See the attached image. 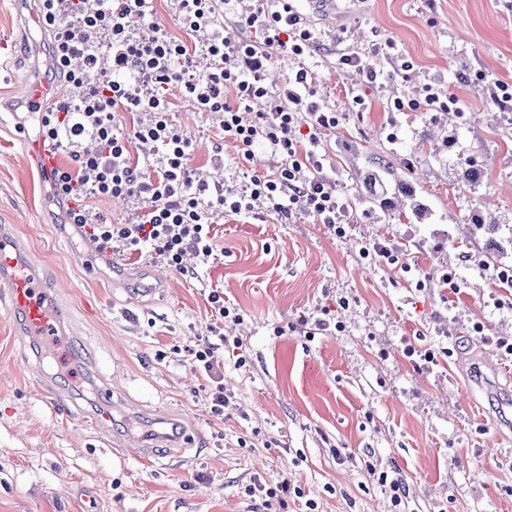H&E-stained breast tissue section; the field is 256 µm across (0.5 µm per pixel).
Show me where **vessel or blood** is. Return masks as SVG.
I'll use <instances>...</instances> for the list:
<instances>
[{
    "mask_svg": "<svg viewBox=\"0 0 512 512\" xmlns=\"http://www.w3.org/2000/svg\"><path fill=\"white\" fill-rule=\"evenodd\" d=\"M29 155L44 175H51L55 157L43 142H31ZM0 297L10 310L21 315L30 335H54L60 314L51 310L46 290L35 273L25 272L20 247L0 234Z\"/></svg>",
    "mask_w": 512,
    "mask_h": 512,
    "instance_id": "1",
    "label": "vessel or blood"
}]
</instances>
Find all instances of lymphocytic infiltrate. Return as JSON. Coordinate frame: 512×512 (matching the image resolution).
I'll return each instance as SVG.
<instances>
[{"label": "lymphocytic infiltrate", "mask_w": 512, "mask_h": 512, "mask_svg": "<svg viewBox=\"0 0 512 512\" xmlns=\"http://www.w3.org/2000/svg\"><path fill=\"white\" fill-rule=\"evenodd\" d=\"M40 18L52 37L55 67L67 93L42 108L45 142L73 147L72 163L57 166L51 181L55 201L64 206L67 224L84 230L99 252L112 240L173 268L186 253L208 260L213 253L209 229L221 213L247 214L266 207L290 211L304 201L319 223L336 224V190L323 176L319 133L335 126V112L313 98L312 77L298 69L277 90L266 83L272 50L303 55L314 44L293 0H243L236 23L245 36L224 35L223 0H173L184 38L153 24L150 34L132 31L133 19L152 20L154 0H39ZM208 66L198 70L196 52ZM179 85L200 112L223 116L225 140L251 158L255 145L279 153L284 164L276 176L254 174L236 190L202 179L188 166L195 145L170 120L167 91ZM266 104L257 119L244 123L254 101ZM139 115L123 132L115 115ZM89 197H123L144 207L125 224H107L87 207ZM208 301L220 317L213 342L193 350L197 370L210 382L214 411L224 407V384L214 369V353L229 344L223 320L239 322L219 291Z\"/></svg>", "instance_id": "f902f5d3"}]
</instances>
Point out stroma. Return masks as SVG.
Returning a JSON list of instances; mask_svg holds the SVG:
<instances>
[{"mask_svg": "<svg viewBox=\"0 0 512 512\" xmlns=\"http://www.w3.org/2000/svg\"><path fill=\"white\" fill-rule=\"evenodd\" d=\"M306 22L313 47L299 61L273 53L266 81L277 88L304 66L335 111L320 145L344 230L298 205L228 213L192 279L118 242L83 263L90 240L66 225L29 156L38 122L24 88L37 80L55 98L64 86L39 2L0 0V225L63 314L54 340H35L0 304V512H512V361L493 345L512 336V287L478 263L495 244L512 264V100L492 99L496 84L512 90V0H337ZM345 54L375 77L340 66ZM428 87L455 110H427ZM168 97L204 178L240 187L280 169L262 145L245 159L220 116L196 112L178 87ZM471 159L478 179L464 185ZM374 173L390 188L405 178L423 217L368 202ZM484 211L498 233L474 227ZM374 241L401 257L363 258ZM213 289L242 316L239 352L215 354L218 414L190 355L217 320ZM318 318L340 331L306 336ZM47 384L67 411L47 403ZM172 420L189 447L141 460L136 437ZM383 473L402 482L400 504ZM284 480L300 495L267 506L265 489ZM257 482L263 492L248 495Z\"/></svg>", "mask_w": 512, "mask_h": 512, "instance_id": "stroma-1", "label": "stroma"}]
</instances>
